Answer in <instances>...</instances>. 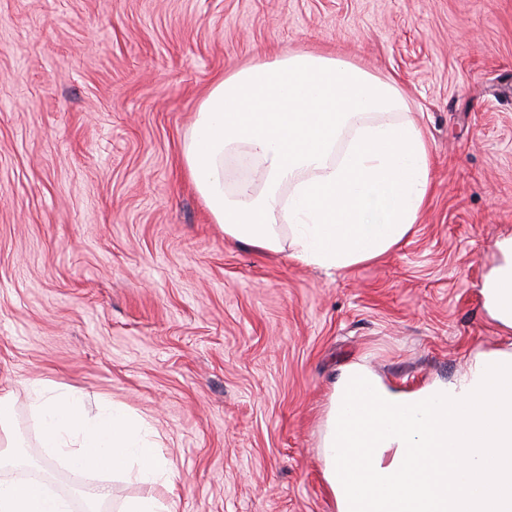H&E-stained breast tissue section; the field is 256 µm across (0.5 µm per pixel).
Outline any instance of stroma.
<instances>
[{
	"instance_id": "stroma-1",
	"label": "stroma",
	"mask_w": 512,
	"mask_h": 512,
	"mask_svg": "<svg viewBox=\"0 0 512 512\" xmlns=\"http://www.w3.org/2000/svg\"><path fill=\"white\" fill-rule=\"evenodd\" d=\"M333 56L394 82L430 147L417 224L328 272L226 238L182 162L224 74ZM512 236V0H0V390L34 479L40 379L140 417L175 486L113 478L175 512H338L326 412L363 363L417 392L503 330L481 290Z\"/></svg>"
}]
</instances>
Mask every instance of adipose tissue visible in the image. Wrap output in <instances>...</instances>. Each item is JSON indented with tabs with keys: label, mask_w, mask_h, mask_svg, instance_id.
I'll return each instance as SVG.
<instances>
[{
	"label": "adipose tissue",
	"mask_w": 512,
	"mask_h": 512,
	"mask_svg": "<svg viewBox=\"0 0 512 512\" xmlns=\"http://www.w3.org/2000/svg\"><path fill=\"white\" fill-rule=\"evenodd\" d=\"M391 84L336 57L298 53L235 71L203 99L182 159L225 236L280 249L278 219L291 221L294 259L342 270L377 259L416 224L428 192L429 150L412 122L373 121L400 111ZM353 135L344 152L342 130ZM253 161L261 183L228 184L236 152ZM483 296L488 314L512 329V239ZM32 415L51 457L84 471L112 470L143 482H172L171 461L137 417L107 410L89 417L79 397L33 382ZM0 512H70L47 480L0 481Z\"/></svg>",
	"instance_id": "1"
}]
</instances>
